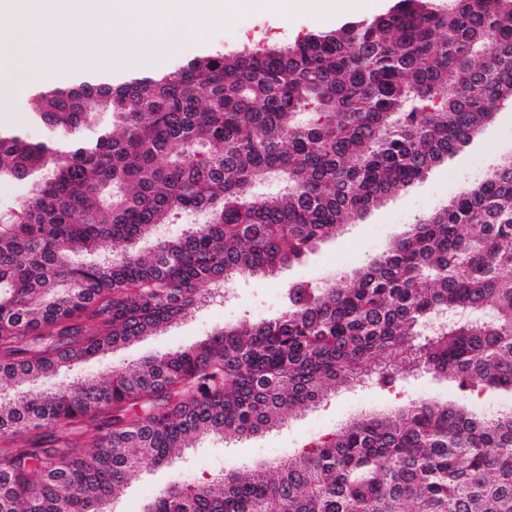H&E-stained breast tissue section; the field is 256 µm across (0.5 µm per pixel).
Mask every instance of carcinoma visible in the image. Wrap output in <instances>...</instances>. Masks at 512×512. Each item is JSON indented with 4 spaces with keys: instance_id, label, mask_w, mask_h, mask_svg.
Masks as SVG:
<instances>
[{
    "instance_id": "obj_1",
    "label": "carcinoma",
    "mask_w": 512,
    "mask_h": 512,
    "mask_svg": "<svg viewBox=\"0 0 512 512\" xmlns=\"http://www.w3.org/2000/svg\"><path fill=\"white\" fill-rule=\"evenodd\" d=\"M509 99L512 0H398L260 56L36 87L46 135L0 128V179L27 186L0 223V512H114L145 463L413 371L458 399L359 415L285 462L192 490L174 480L142 512H512V409L472 407L512 397L511 158L364 268L289 285L274 318L71 375L191 316L203 283L300 261ZM273 177L280 191L258 192ZM176 213L205 221L158 235ZM115 241L119 254L75 259ZM444 312L466 318L430 330Z\"/></svg>"
}]
</instances>
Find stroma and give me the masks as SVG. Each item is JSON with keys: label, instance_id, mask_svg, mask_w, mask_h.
Wrapping results in <instances>:
<instances>
[{"label": "stroma", "instance_id": "35a3bbf8", "mask_svg": "<svg viewBox=\"0 0 512 512\" xmlns=\"http://www.w3.org/2000/svg\"><path fill=\"white\" fill-rule=\"evenodd\" d=\"M392 3L393 0H310L309 6L287 20L257 8L252 0H241L226 26L198 36L177 38L164 54L133 60L124 52H115L111 75L116 78L129 73L157 72L204 49L231 53L245 47L254 52L271 47L285 48L309 33L335 29L353 20L375 18L386 13ZM81 74V69L73 67L63 72L45 69L34 74L16 73L1 78L0 100L5 101L6 109L0 112V126L41 137V129L29 124L32 88L47 83H68ZM509 157H512V103L505 104L494 120L457 154L432 168L407 190L393 195L361 219L348 224L344 233L318 244L302 263L284 268L269 278L237 279L231 302L213 297L192 316L164 332L83 362L77 370L84 377L99 378L140 358L193 345L224 323L273 316L281 309L283 294L289 284L306 281L320 285L364 265L384 251L397 233L447 204L462 185L485 179L494 166ZM455 397L452 385L429 374L406 377L390 392L371 382L338 389L327 402L290 416L283 427L272 433L242 441L204 440L196 447L186 449L170 468L144 466L132 479L117 505V512H140L143 504L175 477L188 484H197L227 469L242 470L265 459L288 458L319 437L333 432L348 419L389 407L398 400L437 398L451 401Z\"/></svg>", "mask_w": 512, "mask_h": 512}]
</instances>
